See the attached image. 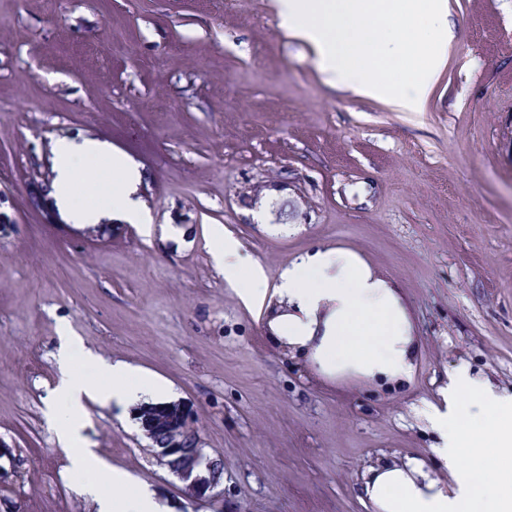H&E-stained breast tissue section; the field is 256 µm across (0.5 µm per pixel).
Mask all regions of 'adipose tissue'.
<instances>
[{
  "label": "adipose tissue",
  "instance_id": "adipose-tissue-1",
  "mask_svg": "<svg viewBox=\"0 0 512 512\" xmlns=\"http://www.w3.org/2000/svg\"><path fill=\"white\" fill-rule=\"evenodd\" d=\"M279 26L309 43L326 82L355 94L387 102L402 112L421 111L447 62L453 33L447 0H276ZM55 191L72 219L89 222L102 211H118L128 222L141 219L135 198L139 172L125 155L104 143L55 145ZM104 163L103 187L85 190L84 166ZM214 259L226 278L239 284L247 301H264L265 276L252 266L240 277L238 245L215 229ZM282 309L272 328L289 354L308 357L323 373L358 374L396 384L414 370L417 344L397 291L376 277L352 252H316L283 275ZM80 352L75 337H64L57 356L61 372L46 400L57 421L59 444L72 455L74 470L89 476L84 494L97 512H170L144 486L129 487L120 472L104 470L81 434L83 401L127 409L164 400L165 383L128 364L97 360L100 375L89 381L74 370ZM443 406L427 414L440 440L434 454L453 486L429 477L421 466L384 467L364 492L378 512H512V398L497 395L467 369L451 373Z\"/></svg>",
  "mask_w": 512,
  "mask_h": 512
}]
</instances>
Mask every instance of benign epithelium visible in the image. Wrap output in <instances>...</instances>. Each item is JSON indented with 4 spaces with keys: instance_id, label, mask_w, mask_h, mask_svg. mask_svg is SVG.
I'll use <instances>...</instances> for the list:
<instances>
[{
    "instance_id": "benign-epithelium-1",
    "label": "benign epithelium",
    "mask_w": 512,
    "mask_h": 512,
    "mask_svg": "<svg viewBox=\"0 0 512 512\" xmlns=\"http://www.w3.org/2000/svg\"><path fill=\"white\" fill-rule=\"evenodd\" d=\"M170 417L163 439L153 448L157 463L183 483V490L192 497L219 502L218 490L223 476L222 460L201 447L198 421L193 409L177 400L168 406Z\"/></svg>"
}]
</instances>
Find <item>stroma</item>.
<instances>
[{
  "instance_id": "stroma-1",
  "label": "stroma",
  "mask_w": 512,
  "mask_h": 512,
  "mask_svg": "<svg viewBox=\"0 0 512 512\" xmlns=\"http://www.w3.org/2000/svg\"><path fill=\"white\" fill-rule=\"evenodd\" d=\"M448 65L419 112L327 86L275 0H0V498L96 512L44 415L61 337L164 380L224 460V512H376L373 468L447 479L425 404L461 366L512 395V0H448ZM138 167L146 221H71L55 143ZM260 266L246 302L213 230ZM357 253L418 345L402 387L320 372L269 333L282 272ZM109 466L188 500L138 422L87 399Z\"/></svg>"
}]
</instances>
